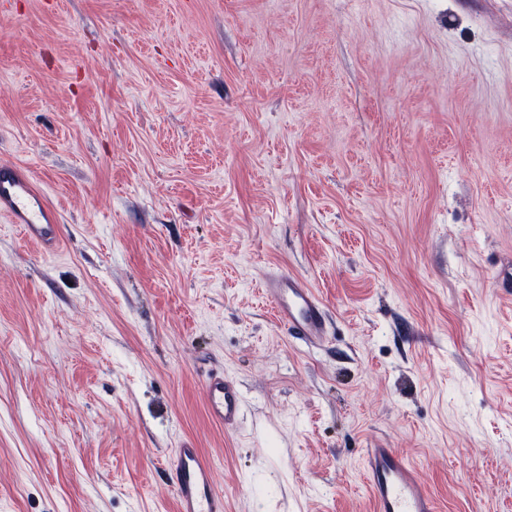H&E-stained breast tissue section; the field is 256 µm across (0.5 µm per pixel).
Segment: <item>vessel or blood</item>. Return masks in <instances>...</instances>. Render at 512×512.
Segmentation results:
<instances>
[{
    "instance_id": "vessel-or-blood-1",
    "label": "vessel or blood",
    "mask_w": 512,
    "mask_h": 512,
    "mask_svg": "<svg viewBox=\"0 0 512 512\" xmlns=\"http://www.w3.org/2000/svg\"><path fill=\"white\" fill-rule=\"evenodd\" d=\"M0 214L19 226L23 237L43 251H56L61 242L60 218L32 177L12 163H0ZM262 293L278 323L293 340L320 344L330 320L322 299L304 278L275 273L262 282ZM209 419L225 431H235L244 412L243 392L236 380L215 372L204 383ZM365 486L375 512H439L435 495L413 464L392 448H364ZM168 470L176 512H226L213 465L193 438H182Z\"/></svg>"
}]
</instances>
